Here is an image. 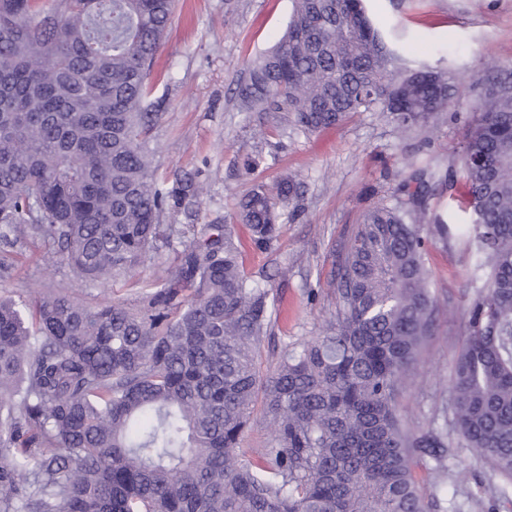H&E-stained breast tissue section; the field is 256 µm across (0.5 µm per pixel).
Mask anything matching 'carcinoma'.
<instances>
[{"mask_svg":"<svg viewBox=\"0 0 512 512\" xmlns=\"http://www.w3.org/2000/svg\"><path fill=\"white\" fill-rule=\"evenodd\" d=\"M293 3L238 88L243 111L291 112L308 132L376 108L408 126L445 111L450 78L391 69L364 0ZM173 6L0 0V244L37 240L78 278L114 284L182 244L138 308L0 295V512H436L414 464L448 475L455 440L512 481V80L485 88L464 146L475 270L488 275L450 425L413 430L398 396L437 309L422 225L369 210L327 282V327L264 371L276 299L246 274L231 225L160 223L201 195L193 177L160 188L145 139ZM434 178L410 174L415 210ZM296 192L285 177L240 201L256 249L277 242ZM259 398L270 437L254 461L236 448Z\"/></svg>","mask_w":512,"mask_h":512,"instance_id":"obj_1","label":"carcinoma"}]
</instances>
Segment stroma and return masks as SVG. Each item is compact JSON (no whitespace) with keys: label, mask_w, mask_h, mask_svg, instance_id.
Instances as JSON below:
<instances>
[{"label":"stroma","mask_w":512,"mask_h":512,"mask_svg":"<svg viewBox=\"0 0 512 512\" xmlns=\"http://www.w3.org/2000/svg\"><path fill=\"white\" fill-rule=\"evenodd\" d=\"M373 25L398 55L395 68L445 71L454 79L443 118L405 129L389 113L361 112L347 121L305 133L286 112H243L236 89L249 79L256 56L283 35L292 0H177L173 21L153 63L150 99L159 119L148 137L161 186L190 173L204 193L199 224L234 225L244 267L271 288L280 314L273 337L261 349V368L272 367L287 345L320 335L332 310L330 294L309 302L307 291L331 280L335 261L356 224L374 206L412 207L403 184L418 167L436 173L425 198L428 233L425 262L438 300L436 327L398 399L407 426L441 424L452 398L453 366L466 336L471 303L480 294L471 281L470 236H440L439 224H468L470 211L450 199L447 176L461 177L465 134L487 75L512 70V0H364ZM294 177L299 192L284 210L273 251L253 249L245 225L236 223L238 202L254 184ZM166 248L126 285L88 283L54 264L44 245L0 251L9 264L0 295L62 289L85 302L138 303L172 266ZM447 478L428 459L416 468L426 499L442 512H488L505 483L467 449L455 451Z\"/></svg>","instance_id":"stroma-1"}]
</instances>
